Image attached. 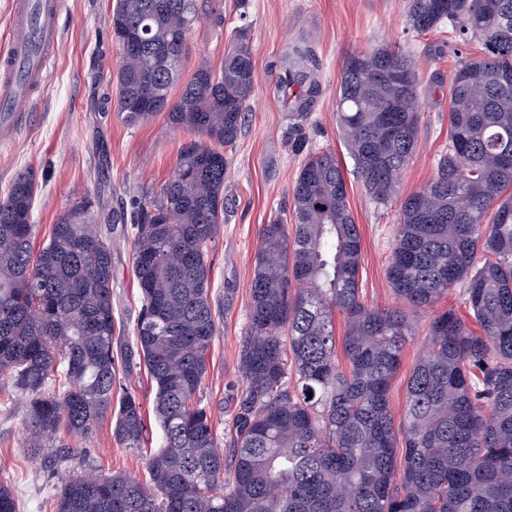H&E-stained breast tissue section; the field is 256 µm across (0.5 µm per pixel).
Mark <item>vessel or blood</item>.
Listing matches in <instances>:
<instances>
[{
    "label": "vessel or blood",
    "mask_w": 512,
    "mask_h": 512,
    "mask_svg": "<svg viewBox=\"0 0 512 512\" xmlns=\"http://www.w3.org/2000/svg\"><path fill=\"white\" fill-rule=\"evenodd\" d=\"M61 0H14L11 28L0 43V138L9 139L22 127L54 60Z\"/></svg>",
    "instance_id": "vessel-or-blood-1"
}]
</instances>
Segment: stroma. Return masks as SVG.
<instances>
[{
	"label": "stroma",
	"mask_w": 512,
	"mask_h": 512,
	"mask_svg": "<svg viewBox=\"0 0 512 512\" xmlns=\"http://www.w3.org/2000/svg\"><path fill=\"white\" fill-rule=\"evenodd\" d=\"M201 17L189 32L184 66L171 93L179 95L200 64L220 67L232 32L249 27L255 87L245 127L224 179V226L212 244V296L220 331L212 345L201 395L217 434H224L243 386L239 350L246 334L254 252L261 225L292 212V187L307 153H334L347 182V202L362 237L360 286L366 303L397 305L385 270L392 251L398 202L377 204L357 177L339 128L336 108L342 67L359 51L396 43L416 60L420 77V124L415 156L406 169L402 193L419 190L435 174L448 147V95L455 63L478 48L447 32L418 35L406 27L409 0H198ZM109 0H69L59 19L54 64L34 104L26 128L0 143V195L20 171L36 175L33 245L42 247L52 224L82 196L93 202L96 223L120 221L132 202L158 191L171 176L188 135L165 115L131 127L119 116L107 83L116 72L118 46L106 24ZM309 51L320 93L307 117L277 92L287 54ZM112 308L119 344L131 346L140 308L132 270L130 239L112 237ZM410 319L417 328L406 345L391 388V405L401 412L409 370L422 350L427 313ZM124 390L139 397L148 426L146 449L157 448L162 432L152 404L154 390L144 365L120 371ZM26 400L9 379L0 378V482L12 487L18 512H54L62 481L87 469L104 475L144 478L146 450L116 443L112 419H101L89 439L62 431L56 445L70 448L69 463L57 467L26 448Z\"/></svg>",
	"instance_id": "35a3bbf8"
}]
</instances>
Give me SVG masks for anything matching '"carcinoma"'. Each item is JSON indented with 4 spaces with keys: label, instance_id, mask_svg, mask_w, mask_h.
Masks as SVG:
<instances>
[{
    "label": "carcinoma",
    "instance_id": "1",
    "mask_svg": "<svg viewBox=\"0 0 512 512\" xmlns=\"http://www.w3.org/2000/svg\"><path fill=\"white\" fill-rule=\"evenodd\" d=\"M198 18L197 0H112L107 16L121 118L139 126L165 112L190 135L160 192L135 201L122 224L141 301L133 348L115 356V225L95 223L83 198L36 252L35 174L17 173L0 196V377L30 397L28 447H53L61 430L86 436L111 412L116 442L142 449L138 398L127 391L112 405L119 366L133 358L153 382L163 431L145 480L73 475L56 512H512V0H410L409 30L447 26L481 54L456 66L434 177L404 197L419 134L414 58L381 45L344 62V142L368 194L400 199L387 277L402 306L363 300L342 169L330 152L309 154L292 189L295 224L276 218L260 231L245 387L223 441L200 396L219 330L209 253L255 78L249 30L237 28L220 69L199 66L171 100ZM296 55L277 86L297 87L304 113L319 85L307 54ZM454 288L482 333L453 308L435 315L397 418L391 384L415 335L404 307L429 309ZM0 512H17L4 483Z\"/></svg>",
    "mask_w": 512,
    "mask_h": 512
}]
</instances>
